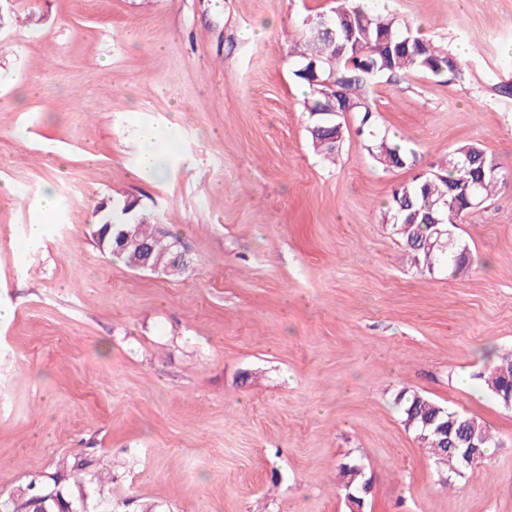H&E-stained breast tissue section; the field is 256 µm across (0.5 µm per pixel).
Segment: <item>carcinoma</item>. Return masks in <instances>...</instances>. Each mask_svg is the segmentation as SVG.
<instances>
[{"label":"carcinoma","instance_id":"carcinoma-1","mask_svg":"<svg viewBox=\"0 0 512 512\" xmlns=\"http://www.w3.org/2000/svg\"><path fill=\"white\" fill-rule=\"evenodd\" d=\"M304 25L290 57L294 58V76L311 90L305 109L314 148L327 158L334 157L339 148L340 120L334 101L327 95L333 83L344 90L352 111L361 115V125L373 139L376 160L395 168L408 163L409 152L402 143L375 127L362 88L384 75L417 71L434 77L455 75L462 69L463 59L423 38L395 16L364 12L352 6L351 0L310 18ZM505 180L506 174L492 155L472 144L461 145L450 151L433 172L395 189L385 218L391 233L414 257L423 259L427 268L446 269L457 275L465 270L466 248L450 246L441 250L436 244L437 230L464 223L478 211L471 206L472 194L476 192L487 201ZM134 209V204L125 203L95 225L91 236L99 250L134 269L156 266L176 273L184 271L187 259L175 245L178 238L161 231L150 218L133 213ZM490 371L495 374L497 386L492 395L504 405L512 394V354L495 355ZM397 403L405 427L429 449L438 471L467 469L457 452L449 449V438L458 444L472 439L484 450L500 444L476 419L418 392L400 391ZM343 476L344 491L358 493L364 482L358 465H345ZM69 501L76 512H88L85 494L72 493L58 478L47 482L34 477L24 492L0 494V512H61Z\"/></svg>","mask_w":512,"mask_h":512}]
</instances>
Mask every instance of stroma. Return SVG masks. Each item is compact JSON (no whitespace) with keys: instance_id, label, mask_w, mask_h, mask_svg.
Returning a JSON list of instances; mask_svg holds the SVG:
<instances>
[{"instance_id":"1","label":"stroma","mask_w":512,"mask_h":512,"mask_svg":"<svg viewBox=\"0 0 512 512\" xmlns=\"http://www.w3.org/2000/svg\"><path fill=\"white\" fill-rule=\"evenodd\" d=\"M334 0H0V491L89 473L113 512H512V408L480 378L512 350V0H374L466 59L367 83L413 152L383 168L360 117L335 161L309 142L289 56ZM165 177L138 171L141 125ZM479 144L508 178L457 225L469 270L416 264L395 189ZM52 190L55 209L31 203ZM136 202L191 264L100 253L101 203ZM41 223L38 249L26 242ZM417 391L501 440L443 484L396 397Z\"/></svg>"}]
</instances>
